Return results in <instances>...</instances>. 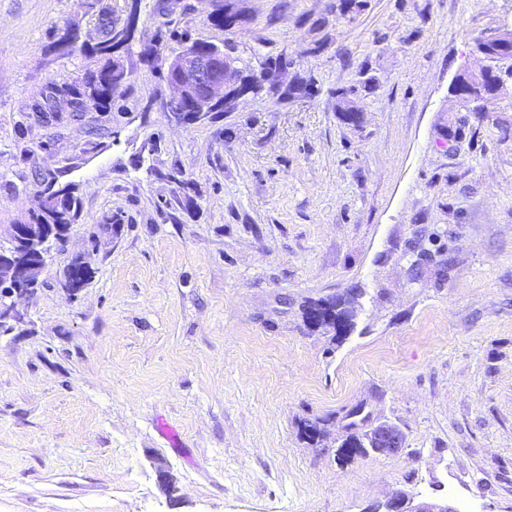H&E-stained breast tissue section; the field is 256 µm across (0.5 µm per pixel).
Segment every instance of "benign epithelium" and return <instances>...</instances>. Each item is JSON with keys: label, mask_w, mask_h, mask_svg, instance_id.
<instances>
[{"label": "benign epithelium", "mask_w": 512, "mask_h": 512, "mask_svg": "<svg viewBox=\"0 0 512 512\" xmlns=\"http://www.w3.org/2000/svg\"><path fill=\"white\" fill-rule=\"evenodd\" d=\"M83 11L96 16L98 24L109 21L110 12L102 0H85ZM79 44L78 31L67 25L57 33L55 50L63 51ZM212 54L201 55L187 48L178 50L168 63L171 94L162 104L163 110L177 122H187L183 111L186 102L196 104L202 113L218 105L231 104L239 96L235 65L225 58L223 49L211 46ZM56 240L48 237L35 242L28 224L11 225L10 233L0 238V265L9 266V279L0 278V332L23 323L15 299L37 293L33 272L43 270ZM375 454H398L406 447V437L399 429L385 427L377 435ZM372 512H458L457 506L443 497L409 495L400 492L371 507Z\"/></svg>", "instance_id": "benign-epithelium-1"}]
</instances>
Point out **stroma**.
I'll list each match as a JSON object with an SVG mask.
<instances>
[{"instance_id": "stroma-1", "label": "stroma", "mask_w": 512, "mask_h": 512, "mask_svg": "<svg viewBox=\"0 0 512 512\" xmlns=\"http://www.w3.org/2000/svg\"><path fill=\"white\" fill-rule=\"evenodd\" d=\"M333 2L237 0L228 36L213 0H139L136 38L167 21L254 65L288 53L311 83L178 124L168 39L154 66L124 56L110 107L32 112L85 64L57 29L100 34L76 0H0V231L48 184L81 202L0 335V512H366L399 489L512 512V90L493 112L448 96L512 0H369L351 22ZM369 76L344 123L337 89ZM347 293V339L307 330L308 301ZM355 406L406 449L339 462Z\"/></svg>"}]
</instances>
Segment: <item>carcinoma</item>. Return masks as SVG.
<instances>
[{
	"label": "carcinoma",
	"mask_w": 512,
	"mask_h": 512,
	"mask_svg": "<svg viewBox=\"0 0 512 512\" xmlns=\"http://www.w3.org/2000/svg\"><path fill=\"white\" fill-rule=\"evenodd\" d=\"M344 6L339 8L336 19L347 22L353 21L367 7V0H342ZM239 11H225L219 9L210 18V24L227 31L237 25ZM114 28L104 32L103 39L91 46H81L65 52L70 56L75 53L91 61V65L84 69L81 76L70 82L57 84L49 94L34 101L31 110L34 112H47L51 101L56 97L71 99L78 108L89 109L105 108L112 103L117 94L115 86H124L128 79V72L120 60L113 57V48L123 46V42L112 40ZM476 53L493 59L507 58L512 55V37L490 42H479ZM372 79L366 78L349 88L336 90V112L346 122L350 116L359 111L355 103L359 90L371 88ZM509 83L508 73L497 70L470 71L462 74V79L455 86L457 96L471 104L473 112H490L502 91ZM81 206L79 198L75 195V187L66 184L62 187L48 186L37 200L36 206L29 213L30 224H62L68 226L77 223L80 219ZM357 297L352 294L341 296H328L310 301L304 305V310L318 309L323 318L312 323L309 317H304L306 326L313 330L322 329L333 332L331 339L342 341L345 336L354 330L355 319L358 314ZM352 421L347 427L353 430L346 438L347 448L337 450L338 459L345 461L356 453H362L361 445L367 443L373 433L366 417L360 416V410L350 412Z\"/></svg>",
	"instance_id": "carcinoma-1"
}]
</instances>
